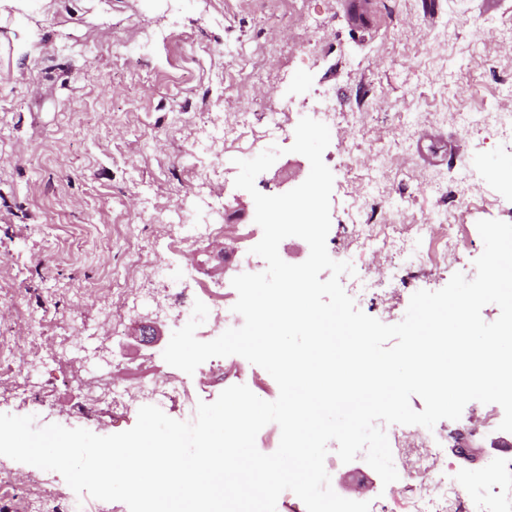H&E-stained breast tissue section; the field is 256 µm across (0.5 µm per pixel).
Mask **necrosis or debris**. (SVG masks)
Here are the masks:
<instances>
[{"instance_id":"obj_1","label":"necrosis or debris","mask_w":512,"mask_h":512,"mask_svg":"<svg viewBox=\"0 0 512 512\" xmlns=\"http://www.w3.org/2000/svg\"><path fill=\"white\" fill-rule=\"evenodd\" d=\"M223 177L222 167L213 163L204 165L198 175L205 210L195 228L200 236L215 241L223 239L226 226L223 206L211 187ZM434 235L443 239L447 253L457 251L458 243L450 225L436 223L432 218L411 223L396 219L388 224H366L361 233L363 247L375 251L391 247L399 237L414 240ZM86 400L90 407L125 413L139 411L145 405L162 410L178 406L189 412L195 406V398L184 377L173 371L167 372L161 380L115 386L97 395H87ZM391 436L397 443L408 438L420 442L417 459L399 472L400 479L412 481L417 491L413 512H512V455H496L491 466V486L468 489L459 484L454 471L444 461L441 444L429 441L409 425L392 431Z\"/></svg>"}]
</instances>
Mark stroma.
Wrapping results in <instances>:
<instances>
[{"mask_svg":"<svg viewBox=\"0 0 512 512\" xmlns=\"http://www.w3.org/2000/svg\"><path fill=\"white\" fill-rule=\"evenodd\" d=\"M319 90L336 108L323 153L334 176L327 250H350L362 268L394 266L386 292L355 305L399 323L413 293L440 290L449 278L409 255L356 248L349 216L378 208L414 221L444 217L460 246L456 271L475 277L478 221L512 223V133L493 117L512 97V0H0V413L99 436L135 425L133 414H81L71 386L134 385L168 371L142 354L164 351L180 322L161 315L154 343L141 340L136 323L157 315L167 285L199 300L217 284L237 300L212 242L192 238L170 251L165 225L194 205L191 176L212 158L224 169L216 190L227 222L253 224L254 200L234 185L236 162L263 151L256 138L267 109L285 104L295 117L311 116ZM209 112L238 134L202 138ZM469 112L486 119L465 123ZM430 133L463 147L464 159L426 160ZM291 144L277 140L283 153L257 176L259 192L283 194L307 178L310 163ZM350 154L360 161L347 177ZM464 183L474 194L466 213L453 202ZM133 238L167 265L169 283L127 268ZM128 281L141 288V305L125 323L124 349L106 361L98 352L113 344L103 329L112 286ZM34 336L48 341L31 367L46 401L39 409L5 396L22 382L16 366ZM75 344L94 351L88 365L65 364L62 353ZM255 373L266 384L259 398L275 400L272 376L238 355L221 370L196 369L187 383L210 403ZM494 438L470 437L465 457L448 448L463 485L490 483ZM328 449L338 495L409 512L412 490L383 484L364 456L344 463L336 443ZM72 494L58 472L0 456V512H68Z\"/></svg>","mask_w":512,"mask_h":512,"instance_id":"obj_1","label":"stroma"}]
</instances>
